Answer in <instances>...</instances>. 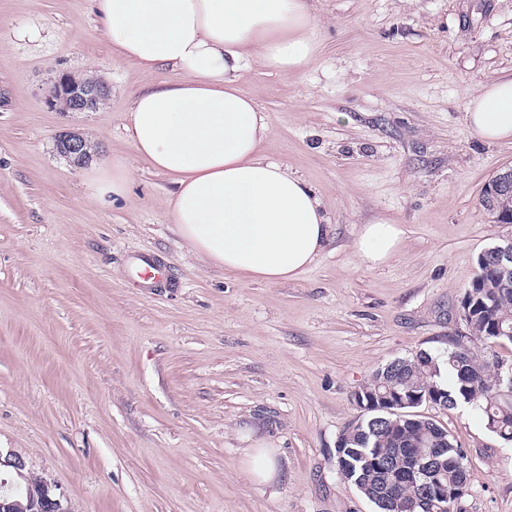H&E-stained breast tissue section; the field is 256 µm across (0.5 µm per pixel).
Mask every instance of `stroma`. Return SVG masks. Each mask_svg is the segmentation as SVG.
<instances>
[{"label":"stroma","mask_w":512,"mask_h":512,"mask_svg":"<svg viewBox=\"0 0 512 512\" xmlns=\"http://www.w3.org/2000/svg\"><path fill=\"white\" fill-rule=\"evenodd\" d=\"M316 7L311 64L256 65L240 81L269 158L314 188L331 223L305 273L262 283L189 255L165 207L170 178L133 157L134 95L179 72L115 64L92 0H0V454L68 512H375L336 471L352 394L394 359L446 350L478 255L512 238L480 203L512 143L465 121L480 84L512 75V0ZM61 72L111 94L95 112L49 109ZM67 131L99 155L71 163L56 148ZM122 161L124 192L93 197V169ZM377 221L404 239L370 268L353 242ZM141 256L165 263L168 283L136 279ZM419 412L467 453L466 512H512V444L469 406Z\"/></svg>","instance_id":"stroma-1"}]
</instances>
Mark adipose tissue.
Masks as SVG:
<instances>
[{
  "instance_id": "ef3b65f1",
  "label": "adipose tissue",
  "mask_w": 512,
  "mask_h": 512,
  "mask_svg": "<svg viewBox=\"0 0 512 512\" xmlns=\"http://www.w3.org/2000/svg\"><path fill=\"white\" fill-rule=\"evenodd\" d=\"M112 57L179 82L138 93L126 127L136 158L168 174L167 211L188 251L254 281L297 279L321 255L331 226L308 183L265 153L268 128L239 87L259 64L285 75L315 58L312 0H92ZM470 130L512 142V76L469 98ZM403 241L400 225H361L353 246L369 267Z\"/></svg>"
}]
</instances>
